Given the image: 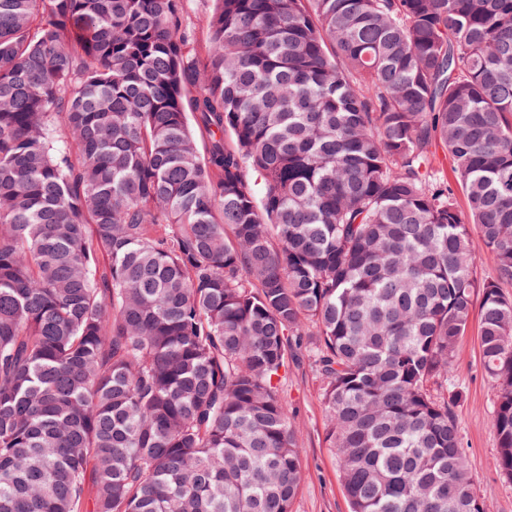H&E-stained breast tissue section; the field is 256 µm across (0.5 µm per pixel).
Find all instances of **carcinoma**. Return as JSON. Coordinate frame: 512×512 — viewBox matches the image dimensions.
I'll return each mask as SVG.
<instances>
[{"label": "carcinoma", "instance_id": "1", "mask_svg": "<svg viewBox=\"0 0 512 512\" xmlns=\"http://www.w3.org/2000/svg\"><path fill=\"white\" fill-rule=\"evenodd\" d=\"M215 2L202 61L182 0H0V512H292L302 348L350 512H487L452 376L479 295L512 480V0Z\"/></svg>", "mask_w": 512, "mask_h": 512}]
</instances>
